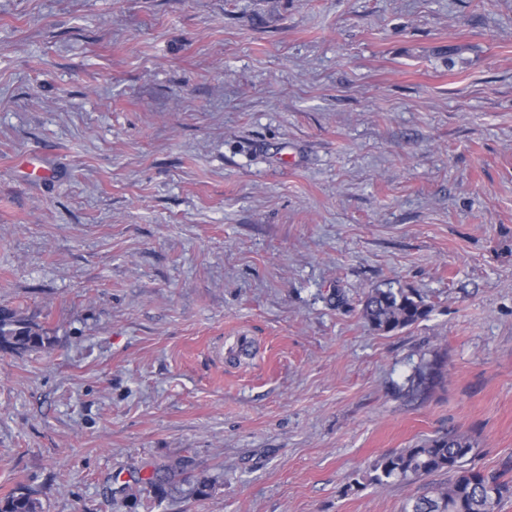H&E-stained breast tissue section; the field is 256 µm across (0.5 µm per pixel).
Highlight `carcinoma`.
Listing matches in <instances>:
<instances>
[{"mask_svg": "<svg viewBox=\"0 0 512 512\" xmlns=\"http://www.w3.org/2000/svg\"><path fill=\"white\" fill-rule=\"evenodd\" d=\"M431 307L417 293L403 289L375 288L367 296L363 313L378 332H393L410 327L426 318ZM52 339L44 328L0 309V349L24 351L48 348ZM441 374L438 358L421 362L415 370L409 390L423 391ZM472 451L471 442L458 435L426 439L412 448L379 458L372 466L370 481L387 485L398 481L409 484L423 475L448 476L443 484L409 499L404 512H499L502 502L512 496V484L494 475H484L463 467ZM169 469H157L141 479L137 492L147 491L160 499L166 494ZM0 512H41L40 503L28 493L14 492L0 500Z\"/></svg>", "mask_w": 512, "mask_h": 512, "instance_id": "1", "label": "carcinoma"}]
</instances>
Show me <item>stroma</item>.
<instances>
[{
	"mask_svg": "<svg viewBox=\"0 0 512 512\" xmlns=\"http://www.w3.org/2000/svg\"><path fill=\"white\" fill-rule=\"evenodd\" d=\"M0 309L53 340L0 498L402 512L441 475L373 463L446 433L512 481V0H0ZM431 307L417 293L393 288H374L367 296L363 313L378 332H393L426 318ZM441 374V362L437 357L422 361L415 370L409 391L420 392L432 386ZM142 488L137 489V493L147 491L153 493L154 497L161 499L166 494V485L169 483V469H157L147 478H142Z\"/></svg>",
	"mask_w": 512,
	"mask_h": 512,
	"instance_id": "1",
	"label": "stroma"
}]
</instances>
